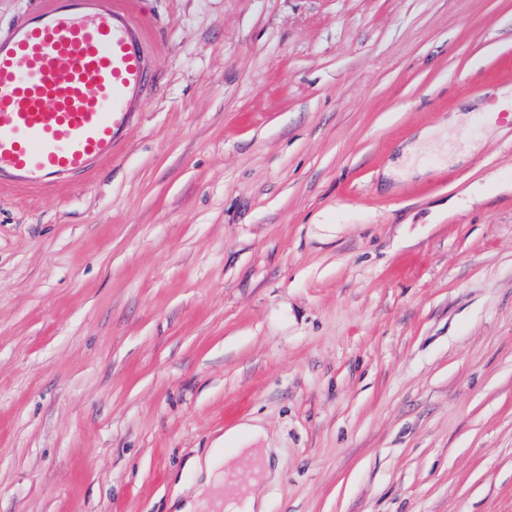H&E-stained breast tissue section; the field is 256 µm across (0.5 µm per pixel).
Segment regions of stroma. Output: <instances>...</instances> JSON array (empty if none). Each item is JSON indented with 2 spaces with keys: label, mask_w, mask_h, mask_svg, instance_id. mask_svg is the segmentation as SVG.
<instances>
[{
  "label": "stroma",
  "mask_w": 512,
  "mask_h": 512,
  "mask_svg": "<svg viewBox=\"0 0 512 512\" xmlns=\"http://www.w3.org/2000/svg\"><path fill=\"white\" fill-rule=\"evenodd\" d=\"M135 10L122 150L0 192V512H173L244 417L266 512H512V0Z\"/></svg>",
  "instance_id": "35a3bbf8"
}]
</instances>
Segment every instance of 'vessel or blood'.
Segmentation results:
<instances>
[{
    "instance_id": "b4317fda",
    "label": "vessel or blood",
    "mask_w": 512,
    "mask_h": 512,
    "mask_svg": "<svg viewBox=\"0 0 512 512\" xmlns=\"http://www.w3.org/2000/svg\"><path fill=\"white\" fill-rule=\"evenodd\" d=\"M123 0H37L0 35V191H41L110 161L156 86Z\"/></svg>"
}]
</instances>
